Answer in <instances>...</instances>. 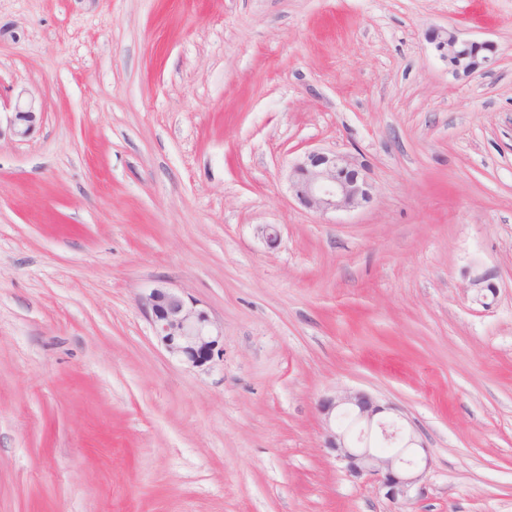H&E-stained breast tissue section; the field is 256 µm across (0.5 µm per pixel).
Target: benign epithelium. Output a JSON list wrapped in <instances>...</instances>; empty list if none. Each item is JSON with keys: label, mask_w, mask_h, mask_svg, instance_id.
I'll list each match as a JSON object with an SVG mask.
<instances>
[{"label": "benign epithelium", "mask_w": 512, "mask_h": 512, "mask_svg": "<svg viewBox=\"0 0 512 512\" xmlns=\"http://www.w3.org/2000/svg\"><path fill=\"white\" fill-rule=\"evenodd\" d=\"M428 39L457 74H473L493 63L488 55L491 44L464 40L452 29H433ZM40 118L36 101L31 99L15 107L11 123L18 134L27 136ZM289 181L296 199L323 215L354 210L373 197V184L365 167L333 151L305 152L293 164ZM143 309L166 351L190 366H205L220 350L222 334L209 314L181 292L155 288L145 298ZM389 409L391 406L380 404L369 394L350 389L325 397L319 404L326 447L335 452V459L344 465L347 476L377 484L387 499L396 502L409 498L412 489L423 480L429 460L419 456L422 444L413 432L378 418ZM345 412L360 430L355 442L336 427V421Z\"/></svg>", "instance_id": "7a95c632"}]
</instances>
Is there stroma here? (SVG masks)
I'll list each match as a JSON object with an SVG mask.
<instances>
[{
  "mask_svg": "<svg viewBox=\"0 0 512 512\" xmlns=\"http://www.w3.org/2000/svg\"><path fill=\"white\" fill-rule=\"evenodd\" d=\"M309 150L373 202L302 206ZM344 388L417 431L409 500L326 448ZM0 512H512V0H0ZM428 39L457 74H473L493 63V58L485 54L492 53L491 44L461 39L452 29H433ZM37 111L36 101L33 98L27 101L24 106L18 104L15 107L14 116L10 121L17 128L18 134L27 136L35 130L42 115V112ZM290 189L306 208L327 214L371 201L373 184L362 164L333 151L311 150L293 164ZM143 309L166 351L190 366H205L221 350L222 334L209 314L180 291L154 288L145 298Z\"/></svg>",
  "mask_w": 512,
  "mask_h": 512,
  "instance_id": "stroma-1",
  "label": "stroma"
}]
</instances>
